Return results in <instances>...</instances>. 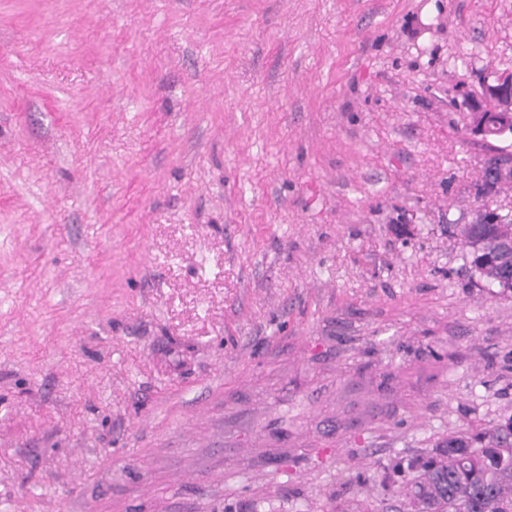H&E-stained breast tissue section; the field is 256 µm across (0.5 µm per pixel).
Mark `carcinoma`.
Wrapping results in <instances>:
<instances>
[{
  "instance_id": "carcinoma-1",
  "label": "carcinoma",
  "mask_w": 512,
  "mask_h": 512,
  "mask_svg": "<svg viewBox=\"0 0 512 512\" xmlns=\"http://www.w3.org/2000/svg\"><path fill=\"white\" fill-rule=\"evenodd\" d=\"M471 224L466 259L480 280L512 292V216ZM417 512H512V416L490 427L451 433L419 467Z\"/></svg>"
}]
</instances>
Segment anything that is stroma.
<instances>
[{
  "instance_id": "stroma-1",
  "label": "stroma",
  "mask_w": 512,
  "mask_h": 512,
  "mask_svg": "<svg viewBox=\"0 0 512 512\" xmlns=\"http://www.w3.org/2000/svg\"><path fill=\"white\" fill-rule=\"evenodd\" d=\"M501 72L512 0H0V512H413L512 416ZM483 95L497 102L496 109H484L479 102L472 104L471 131L488 142L500 127L512 125V73H500L493 84L483 86ZM495 112V113H490ZM486 168L490 169L496 188L512 183V154L503 152L491 154ZM468 224L465 246L469 249L467 256L471 269L485 283L497 284L501 293L512 292V216L505 214V224H484L485 213L491 223H496L501 216L498 210L484 208ZM507 254L506 262L503 258ZM507 266V278L503 268Z\"/></svg>"
}]
</instances>
